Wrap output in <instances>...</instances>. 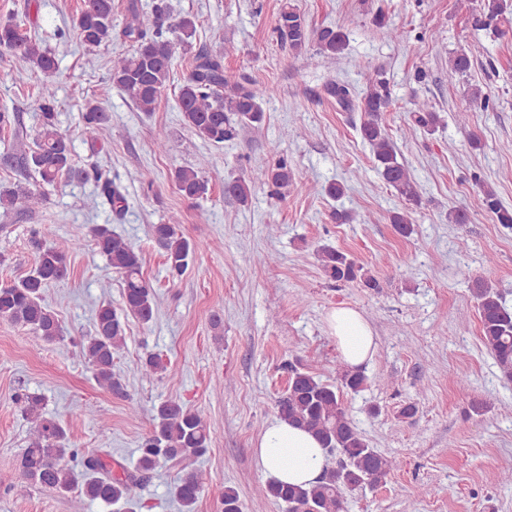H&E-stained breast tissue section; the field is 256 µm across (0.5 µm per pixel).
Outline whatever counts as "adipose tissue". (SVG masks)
<instances>
[{"label": "adipose tissue", "mask_w": 512, "mask_h": 512, "mask_svg": "<svg viewBox=\"0 0 512 512\" xmlns=\"http://www.w3.org/2000/svg\"><path fill=\"white\" fill-rule=\"evenodd\" d=\"M328 324L336 349L346 364L356 367L372 357L373 332L358 310L347 305L336 306L328 316ZM255 459L264 476L306 485L319 477L326 454L312 433L278 419L260 435Z\"/></svg>", "instance_id": "1"}]
</instances>
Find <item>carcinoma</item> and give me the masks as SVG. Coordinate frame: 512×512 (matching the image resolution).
I'll list each match as a JSON object with an SVG mask.
<instances>
[{
  "instance_id": "obj_1",
  "label": "carcinoma",
  "mask_w": 512,
  "mask_h": 512,
  "mask_svg": "<svg viewBox=\"0 0 512 512\" xmlns=\"http://www.w3.org/2000/svg\"><path fill=\"white\" fill-rule=\"evenodd\" d=\"M113 0H84L77 12L75 31L88 48L112 42ZM483 8L477 24L489 27L512 12L509 0H482ZM274 31L280 42L295 52H302L314 41L325 56L336 58L344 51L347 35L336 27L308 29L291 0H281ZM196 32L195 17L186 14L170 19L167 0H153L151 11L143 10L139 0H127L126 23L120 36L132 50L113 63L112 86L128 97L142 112L155 110L161 93L170 80L177 50L191 48ZM0 49L6 50L20 70H31L40 76L38 108L42 121L34 140V148L23 158L20 176L34 178L32 187L20 185L0 187V208L33 209L45 200V188L54 186L66 176L86 180L88 171L74 167L72 147L56 126L55 55L36 37L27 34L10 20L0 22ZM327 93L344 109L354 105L355 90L345 82H332ZM275 88L262 86L242 76L235 80L224 72V52L200 49L193 58L190 73L179 88V107L184 125L202 140L214 146L234 139L239 130H260L265 123L263 102L274 96ZM365 119L360 134L372 148L377 168L384 180L398 195L412 204H419L420 194L408 167L399 162L394 143L382 123L381 114L391 104L389 82L382 74L370 81L361 99ZM412 112L416 126L435 127L439 113L426 101L415 103ZM83 131L96 141L108 129L112 114L99 105L89 106L82 113ZM101 192L121 209L125 198L109 179L101 180ZM176 191L186 200L207 197L209 181L194 167H179L172 172ZM271 185L281 196L297 187L288 162L280 159L273 165L260 166L247 178L224 180V196L246 205L257 186ZM479 207L490 213L498 223L512 225V210L505 208L489 190H482ZM390 221L402 235L413 232L409 211L395 212ZM152 235L165 251L169 276L181 278L189 268L196 244L185 235L176 221L154 224ZM91 237L106 256L112 270L123 282L122 306L100 305L94 315V331L81 343V355L91 367L103 389L127 397L122 379L112 371L114 354L125 342L128 318L147 324L154 319L156 300L153 286L142 272V259L134 245L115 234L108 225H94ZM31 244L38 256L34 266L11 283L0 284V319L22 324L45 342L55 341L61 333L56 311L46 304L45 289L68 275L69 253L81 249L82 240L73 239L65 247L47 246L33 232ZM321 268L334 282L362 279L367 288H376V279L363 272V267L347 254L332 247L319 253ZM471 293L481 326V339L498 365L502 376L512 380V309L502 294L483 280L472 282ZM339 385L323 382L313 373L295 365L288 366V385L276 400L278 418L311 432L321 442L325 453L336 457V467L323 472L318 481L308 486L270 482L262 492L285 506L286 512H347V493L363 486L375 487L397 467L396 459L376 449L363 437L348 413L343 393H358L367 387L364 371L341 366L337 369ZM14 400L23 404V413L31 423L28 447L20 459V483L24 492L31 485L55 490L61 494L78 490L91 501L105 504H131L138 498L150 473L162 464L178 471L171 490L181 512H195L203 489L201 474L191 462L203 455L211 442V431L198 412L175 399H167L152 409V424L139 444L137 472L115 471L112 463L101 457L78 458L69 447L64 428L43 412L38 396L17 393ZM221 512H243L235 488L224 487L220 494Z\"/></svg>"
}]
</instances>
